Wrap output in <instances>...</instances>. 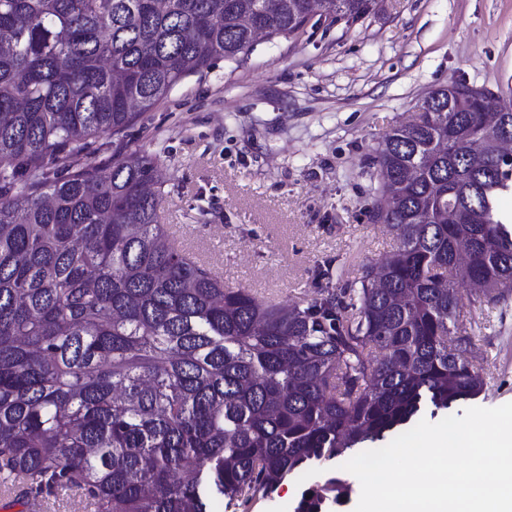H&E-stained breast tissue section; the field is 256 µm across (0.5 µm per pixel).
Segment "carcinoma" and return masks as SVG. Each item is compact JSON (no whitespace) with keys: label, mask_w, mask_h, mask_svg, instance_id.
<instances>
[{"label":"carcinoma","mask_w":512,"mask_h":512,"mask_svg":"<svg viewBox=\"0 0 512 512\" xmlns=\"http://www.w3.org/2000/svg\"><path fill=\"white\" fill-rule=\"evenodd\" d=\"M315 0H0V483L76 490L90 512L243 510L288 476L476 398L448 344L512 292V190L482 94L430 91L368 157V213L397 248L301 306L224 284L161 223L122 134L253 28L297 39ZM349 26L374 0H323ZM468 250L459 262L458 246ZM348 490L332 476L297 512Z\"/></svg>","instance_id":"obj_1"}]
</instances>
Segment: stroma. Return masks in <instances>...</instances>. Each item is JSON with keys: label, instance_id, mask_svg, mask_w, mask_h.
Returning a JSON list of instances; mask_svg holds the SVG:
<instances>
[{"label": "stroma", "instance_id": "obj_1", "mask_svg": "<svg viewBox=\"0 0 512 512\" xmlns=\"http://www.w3.org/2000/svg\"><path fill=\"white\" fill-rule=\"evenodd\" d=\"M460 80L512 96V0H375L351 26L309 23L298 40H265L187 77L93 152L156 157L163 223L229 286L291 305L317 266L337 268V288L394 252L366 209L368 156L428 92ZM481 322L461 348L484 378L475 406L494 408L512 402V296ZM331 472L301 471L249 512H294Z\"/></svg>", "mask_w": 512, "mask_h": 512}]
</instances>
